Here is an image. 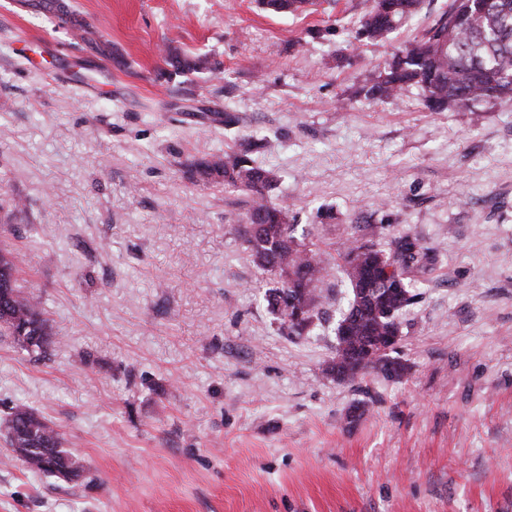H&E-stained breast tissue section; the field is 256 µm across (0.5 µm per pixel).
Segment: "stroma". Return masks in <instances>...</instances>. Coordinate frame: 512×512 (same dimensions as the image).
I'll return each mask as SVG.
<instances>
[{"label":"stroma","mask_w":512,"mask_h":512,"mask_svg":"<svg viewBox=\"0 0 512 512\" xmlns=\"http://www.w3.org/2000/svg\"><path fill=\"white\" fill-rule=\"evenodd\" d=\"M67 2L111 57L0 0V248L57 340L34 362L0 338V422L25 401L87 476L0 439V512H512V97L368 95L449 0L376 42L355 38L368 0ZM168 45L220 75L173 73ZM248 142L296 237L418 240L402 379L325 375L339 267L315 331L280 332L243 194L185 168Z\"/></svg>","instance_id":"35a3bbf8"}]
</instances>
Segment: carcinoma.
<instances>
[{
  "label": "carcinoma",
  "mask_w": 512,
  "mask_h": 512,
  "mask_svg": "<svg viewBox=\"0 0 512 512\" xmlns=\"http://www.w3.org/2000/svg\"><path fill=\"white\" fill-rule=\"evenodd\" d=\"M372 5L356 30L355 39L380 41L414 18L422 0H371ZM271 13L307 10L314 0H260ZM32 13L53 14L67 22L71 14L61 0H23ZM76 35L105 53L94 38L91 23L75 25ZM166 64L180 73L208 72L219 68L206 53L182 54L165 48ZM414 87L432 112L467 108L481 100L512 95V0H451L423 37L406 44L373 79L367 94L394 100ZM251 149L233 154H213L189 165L191 176L224 182L248 196L239 235L253 261L269 280L264 300L289 336L303 335L292 320L290 301L304 303L305 328L311 333L322 320V299L329 291L330 261L321 246L293 235L291 209L273 201L272 173L254 164ZM350 299L335 328L336 348L326 366L338 382L351 383L371 371L400 380L406 364L396 356V346L379 354L391 337L401 336L400 318L418 298L407 280L408 268L423 257L412 239L395 243L390 252L352 241L339 252ZM17 265L11 252L0 251V336L35 361L50 359L56 340L45 317L39 295L17 283ZM7 439L12 459L30 472L55 476L67 471L72 480L85 477V469L62 446L60 434L24 401L10 407Z\"/></svg>",
  "instance_id": "cac0c4a2"
}]
</instances>
